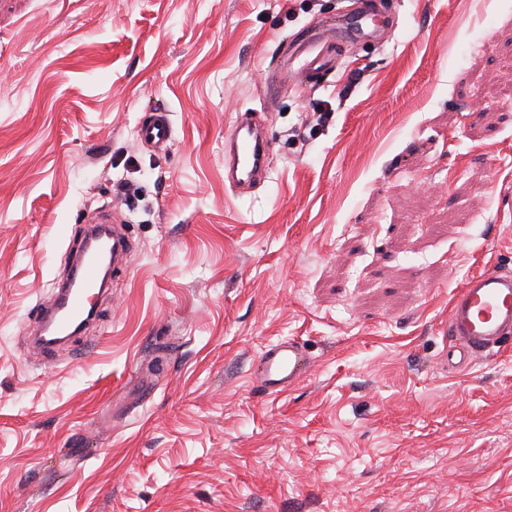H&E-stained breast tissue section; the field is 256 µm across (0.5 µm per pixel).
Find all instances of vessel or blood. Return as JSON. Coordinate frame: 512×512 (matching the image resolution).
<instances>
[{"instance_id":"1","label":"vessel or blood","mask_w":512,"mask_h":512,"mask_svg":"<svg viewBox=\"0 0 512 512\" xmlns=\"http://www.w3.org/2000/svg\"><path fill=\"white\" fill-rule=\"evenodd\" d=\"M385 24L373 0H355L334 23L294 44L297 75L306 85L316 86L318 77L335 68L334 58L320 51V42L331 40L344 45L374 37ZM173 134L171 114L166 108L152 109L140 121V139L150 148H165ZM270 150L262 122L252 114H238L236 134L224 146V180L231 190L238 193L264 180ZM104 243L112 254L113 269L124 268L129 246L122 227L113 228ZM75 254L77 260L67 273L65 287L42 303L36 314L43 326H54L62 333L87 322V312L95 307L102 288L100 265L92 251L81 245ZM445 333L452 338L450 348L441 355V363L448 369L457 363L471 364L511 338L512 273L488 270L467 277L450 303ZM306 369L303 347L293 340L282 341L260 355L256 382L264 392L280 395L294 387Z\"/></svg>"}]
</instances>
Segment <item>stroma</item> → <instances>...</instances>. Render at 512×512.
Returning <instances> with one entry per match:
<instances>
[{
	"label": "stroma",
	"mask_w": 512,
	"mask_h": 512,
	"mask_svg": "<svg viewBox=\"0 0 512 512\" xmlns=\"http://www.w3.org/2000/svg\"><path fill=\"white\" fill-rule=\"evenodd\" d=\"M347 5L0 0V512H512V343L440 366L457 288L512 271V0H379L391 32L308 89L282 49ZM241 112L272 138L244 195ZM106 203L131 268L45 356ZM292 339L305 376L261 392ZM173 134L171 113L166 108H154L141 118L139 135L146 146L163 149L172 140ZM270 150L262 122L251 113H239L236 134L224 146V181L231 190L239 193L266 178ZM306 369L303 347L294 340L281 341L260 355L257 386L268 394H284L301 380Z\"/></svg>",
	"instance_id": "35a3bbf8"
}]
</instances>
